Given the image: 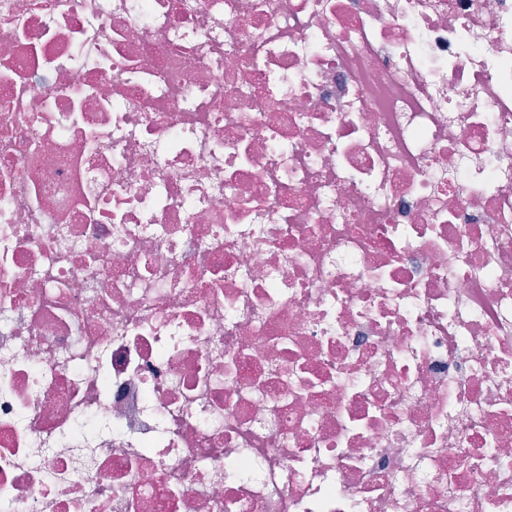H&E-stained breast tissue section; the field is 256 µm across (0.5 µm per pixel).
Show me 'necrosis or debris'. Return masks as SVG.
I'll use <instances>...</instances> for the list:
<instances>
[{"mask_svg":"<svg viewBox=\"0 0 512 512\" xmlns=\"http://www.w3.org/2000/svg\"><path fill=\"white\" fill-rule=\"evenodd\" d=\"M0 512H512V0H0Z\"/></svg>","mask_w":512,"mask_h":512,"instance_id":"1","label":"necrosis or debris"}]
</instances>
